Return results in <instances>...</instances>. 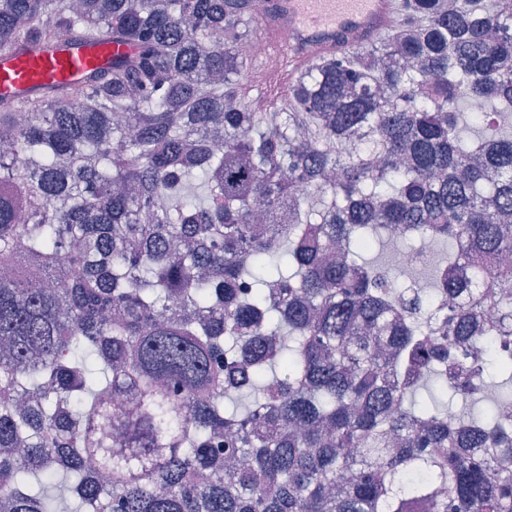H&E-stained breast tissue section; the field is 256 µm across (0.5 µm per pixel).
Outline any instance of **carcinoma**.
<instances>
[{"mask_svg":"<svg viewBox=\"0 0 512 512\" xmlns=\"http://www.w3.org/2000/svg\"><path fill=\"white\" fill-rule=\"evenodd\" d=\"M261 21L0 0L1 56L129 48L0 97L4 512H512V0H400L256 108ZM393 226L429 287L360 259Z\"/></svg>","mask_w":512,"mask_h":512,"instance_id":"cac0c4a2","label":"carcinoma"}]
</instances>
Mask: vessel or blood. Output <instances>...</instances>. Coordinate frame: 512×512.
<instances>
[{
	"instance_id": "vessel-or-blood-1",
	"label": "vessel or blood",
	"mask_w": 512,
	"mask_h": 512,
	"mask_svg": "<svg viewBox=\"0 0 512 512\" xmlns=\"http://www.w3.org/2000/svg\"><path fill=\"white\" fill-rule=\"evenodd\" d=\"M397 11V0H265L264 17L327 54L377 40ZM121 52L111 42L90 47L75 38L61 49L0 58V95L82 84L88 72L107 69Z\"/></svg>"
}]
</instances>
